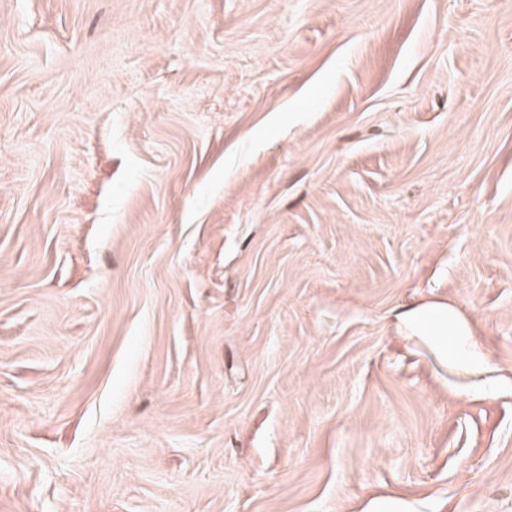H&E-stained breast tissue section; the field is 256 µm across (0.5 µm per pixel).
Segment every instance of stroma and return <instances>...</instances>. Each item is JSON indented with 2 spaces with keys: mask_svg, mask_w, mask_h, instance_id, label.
<instances>
[{
  "mask_svg": "<svg viewBox=\"0 0 512 512\" xmlns=\"http://www.w3.org/2000/svg\"><path fill=\"white\" fill-rule=\"evenodd\" d=\"M0 512H512V0H0ZM413 321L421 329L438 336H440L441 330L448 325L447 314L441 309L418 311L414 315Z\"/></svg>",
  "mask_w": 512,
  "mask_h": 512,
  "instance_id": "1",
  "label": "stroma"
}]
</instances>
